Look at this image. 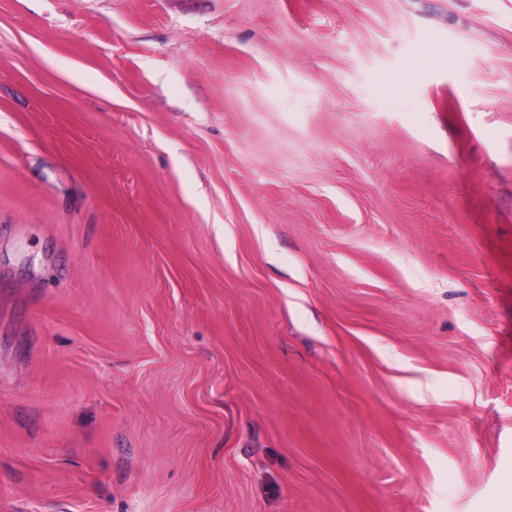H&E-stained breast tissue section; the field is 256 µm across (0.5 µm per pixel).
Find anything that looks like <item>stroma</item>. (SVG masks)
Here are the masks:
<instances>
[{
    "label": "stroma",
    "mask_w": 512,
    "mask_h": 512,
    "mask_svg": "<svg viewBox=\"0 0 512 512\" xmlns=\"http://www.w3.org/2000/svg\"><path fill=\"white\" fill-rule=\"evenodd\" d=\"M511 476L512 0H0V512Z\"/></svg>",
    "instance_id": "35a3bbf8"
}]
</instances>
